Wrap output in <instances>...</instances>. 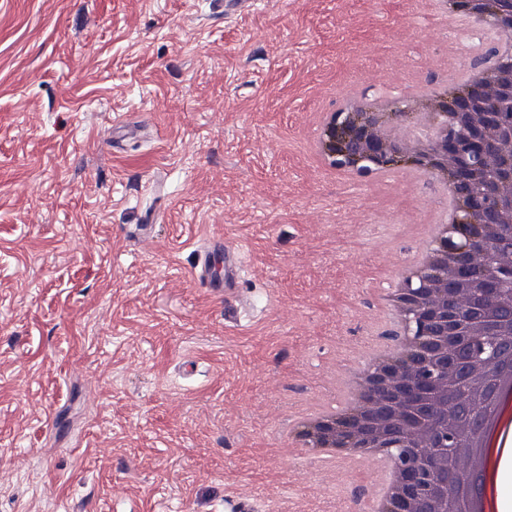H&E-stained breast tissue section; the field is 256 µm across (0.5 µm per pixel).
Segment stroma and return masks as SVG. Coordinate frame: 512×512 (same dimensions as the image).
<instances>
[{
    "instance_id": "stroma-1",
    "label": "stroma",
    "mask_w": 512,
    "mask_h": 512,
    "mask_svg": "<svg viewBox=\"0 0 512 512\" xmlns=\"http://www.w3.org/2000/svg\"><path fill=\"white\" fill-rule=\"evenodd\" d=\"M431 0H0V512H360L376 472L291 456L344 410L375 302L449 209L414 166L323 172L315 115L414 125L487 34ZM246 243L230 298L199 251ZM343 106L346 110H362L378 115L387 109L388 105L377 97H367L363 94L352 93L343 99Z\"/></svg>"
}]
</instances>
